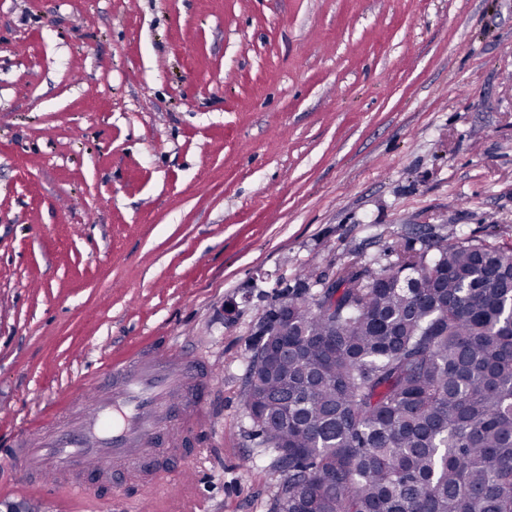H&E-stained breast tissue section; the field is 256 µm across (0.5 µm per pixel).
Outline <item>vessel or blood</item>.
Instances as JSON below:
<instances>
[{
    "mask_svg": "<svg viewBox=\"0 0 512 512\" xmlns=\"http://www.w3.org/2000/svg\"><path fill=\"white\" fill-rule=\"evenodd\" d=\"M100 383L81 412L53 431L37 427L18 445L1 454L13 459L17 482L13 496L37 492L44 474L55 478L53 489L73 512H96L88 476L109 466L112 477L141 474L155 495H164L197 449H185L186 438L210 424L208 399L212 381L208 367L169 347H147L102 368ZM175 447L182 467L157 466L153 446Z\"/></svg>",
    "mask_w": 512,
    "mask_h": 512,
    "instance_id": "1",
    "label": "vessel or blood"
}]
</instances>
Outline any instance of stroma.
Returning <instances> with one entry per match:
<instances>
[{
  "instance_id": "stroma-1",
  "label": "stroma",
  "mask_w": 512,
  "mask_h": 512,
  "mask_svg": "<svg viewBox=\"0 0 512 512\" xmlns=\"http://www.w3.org/2000/svg\"><path fill=\"white\" fill-rule=\"evenodd\" d=\"M471 240L512 246V0H0V444L165 340L219 372L157 512H269L270 309Z\"/></svg>"
}]
</instances>
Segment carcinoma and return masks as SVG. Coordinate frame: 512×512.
<instances>
[{
	"mask_svg": "<svg viewBox=\"0 0 512 512\" xmlns=\"http://www.w3.org/2000/svg\"><path fill=\"white\" fill-rule=\"evenodd\" d=\"M268 321L245 410L283 473L271 512H512V247L395 245ZM417 274V286L403 287Z\"/></svg>",
	"mask_w": 512,
	"mask_h": 512,
	"instance_id": "cac0c4a2",
	"label": "carcinoma"
}]
</instances>
